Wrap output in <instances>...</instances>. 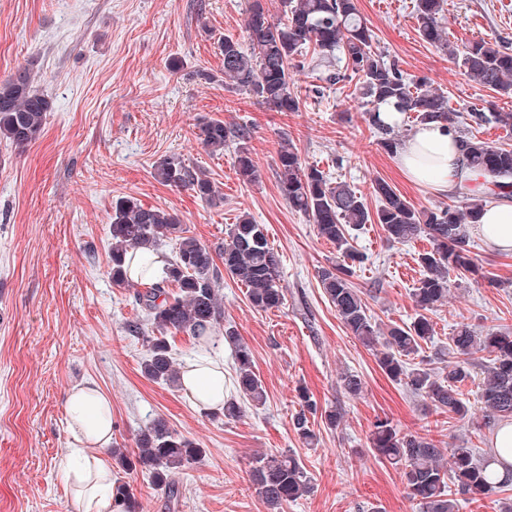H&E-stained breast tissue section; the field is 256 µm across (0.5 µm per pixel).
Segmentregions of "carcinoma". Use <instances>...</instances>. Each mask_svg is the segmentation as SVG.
I'll return each mask as SVG.
<instances>
[{
    "label": "carcinoma",
    "instance_id": "obj_1",
    "mask_svg": "<svg viewBox=\"0 0 512 512\" xmlns=\"http://www.w3.org/2000/svg\"><path fill=\"white\" fill-rule=\"evenodd\" d=\"M282 17L273 20L260 0H253L244 20V32L251 51H244L239 40H219L224 57V76L278 112L300 111L301 98L295 91L296 59L308 49L322 56L340 52L346 69L359 77L368 120L381 135V144L394 151L398 142L393 127L380 118L381 107L392 104L399 113L411 112L417 123H445L459 136L465 160L484 172L503 196L512 194V148L495 146L470 135L456 124L441 94L408 81L400 70L372 48V34L361 17L356 0H281ZM443 0H416L415 19L422 39L448 52L464 73L476 83L512 94V53L491 41L480 39L458 49L451 45L442 23ZM51 102L32 86L27 67L0 81V140L18 148L36 141L45 129ZM470 121L492 122L512 130V112H471ZM251 137L246 125L228 126L222 120L205 119L199 124V138L212 151L224 150L227 142H238V175L250 181L256 165L244 144ZM280 191L289 207L306 214L318 235L336 246L351 260L363 262L349 244V230L364 224H379L387 239L404 243L421 235L434 247L419 254L423 277L412 293L416 310L413 321L392 325L383 331L372 322L367 306L351 278L354 270L336 264L321 268L318 281L336 314L362 345L377 350L381 370L392 380L402 381L414 394L430 400L435 410L460 420L471 418V406L464 387L476 368V354L490 357L484 366L481 400L486 414L480 431L500 421L512 420V332L488 328L478 335L466 323L457 326L441 350L448 369L447 380L435 377L426 360L409 363L434 338L428 313L447 299L450 272L474 271L468 225L477 223L484 198L474 195L463 208L448 204L419 211L389 183L380 179L372 186L380 206L370 214L362 194L342 183H333L318 168L308 165L284 139L277 151ZM154 177L170 186L187 188L205 201L216 196L215 183L202 171L178 158H164L154 165ZM229 242L215 254L197 239L186 235L180 216L174 211L145 207L133 197L118 199L110 224L112 282L118 287L131 284L127 257L142 248H157L165 240L175 242L173 259L161 279L137 292L136 301L145 311L156 336L145 337L147 355L142 362L144 375L158 383L178 380L167 335L185 333L206 344L222 341L232 350L240 395L254 406L266 403V390L253 370L250 349L238 334L221 329L218 283L222 275L246 289L249 303L268 311L285 300L280 285V260L270 247L265 225L244 216L229 228ZM178 289L169 296L168 288ZM317 404L302 396V408L293 426L299 437L310 444L316 434L308 415L316 414ZM137 453L114 452L126 470L139 465L149 471L155 484L169 496L178 495L172 474L194 460L202 449L156 419L140 430ZM371 448L380 458L402 468V479L409 497L420 512H458L455 494L473 500L490 498L512 487V476L502 480L490 471L492 457L477 448L459 445L448 451L434 442L400 432L387 419H377L371 433ZM249 476L269 512H283L284 506L311 490V479L301 460L292 453H262L254 457ZM113 495L122 502L123 512H138L130 484H113Z\"/></svg>",
    "mask_w": 512,
    "mask_h": 512
}]
</instances>
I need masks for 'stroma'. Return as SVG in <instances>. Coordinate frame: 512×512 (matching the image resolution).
I'll use <instances>...</instances> for the list:
<instances>
[{
  "mask_svg": "<svg viewBox=\"0 0 512 512\" xmlns=\"http://www.w3.org/2000/svg\"><path fill=\"white\" fill-rule=\"evenodd\" d=\"M252 0H0V79L31 70L33 88L52 103L43 134L23 149L0 141V512H79L64 466L75 447L66 402L72 387L91 383L112 400V445L135 451V435L165 420L203 448L178 471L177 498L155 487L144 470L114 467L130 482L140 512H266L249 477L255 454L292 452L313 486L286 512H419L398 466L370 447L376 418L448 449L465 442L488 452L491 436L470 421L435 411L380 369L373 351L343 325L319 285V268L342 260L304 213L290 208L276 176L277 150L289 140L305 163L331 181L361 193L369 211L379 200L372 185L387 181L416 209L463 204L409 183L396 158L379 143L356 88V77L332 85L343 58L296 76L303 99L297 112H278L239 92L224 77L218 40L247 43L243 29ZM414 0H357L374 50L411 81L444 95L457 113L512 109L507 98L470 80L446 52L418 34ZM451 42H498L512 53V0H446ZM247 125L257 177L236 173L237 143L210 152L198 139L204 119ZM175 156L217 185L213 202L153 176L160 159ZM132 197L180 215L190 236L222 248L242 214L265 225L280 259L285 301L261 311L230 277L218 285L221 321L249 347L267 402L224 418L195 407L181 388L141 372L146 346L133 324L144 321L136 290L112 283L109 224L112 204ZM365 257L353 282L368 312L387 326L415 315L411 291L420 278L418 253L428 237L387 241L380 225L350 233ZM477 274L452 276L447 300L430 318L433 344L443 349L457 324L476 331H512V255L472 237ZM179 365L197 356L222 361L226 397H235L227 346L202 352L190 336H169ZM363 389L347 394L344 373ZM316 401L309 426L319 439L305 447L292 420L302 396ZM338 409L328 427L324 413Z\"/></svg>",
  "mask_w": 512,
  "mask_h": 512,
  "instance_id": "1",
  "label": "stroma"
}]
</instances>
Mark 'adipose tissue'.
Listing matches in <instances>:
<instances>
[{
    "label": "adipose tissue",
    "mask_w": 512,
    "mask_h": 512,
    "mask_svg": "<svg viewBox=\"0 0 512 512\" xmlns=\"http://www.w3.org/2000/svg\"><path fill=\"white\" fill-rule=\"evenodd\" d=\"M398 165L409 180L432 191L485 196L483 211L471 231L494 250L512 253V199L498 196L482 171L465 165L456 136L446 125L419 126L399 148ZM181 386L195 406L206 411L220 408L224 367L215 362L191 365L181 374ZM67 414L69 428L81 444L83 465L74 486L80 512H121L110 490L112 468L106 456L112 442L111 399L95 387L74 386Z\"/></svg>",
    "instance_id": "1"
}]
</instances>
